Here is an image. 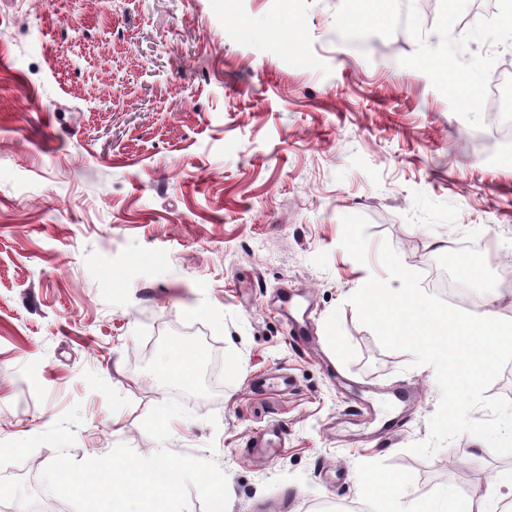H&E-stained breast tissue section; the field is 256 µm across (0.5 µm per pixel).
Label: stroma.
Segmentation results:
<instances>
[{
    "instance_id": "obj_1",
    "label": "stroma",
    "mask_w": 512,
    "mask_h": 512,
    "mask_svg": "<svg viewBox=\"0 0 512 512\" xmlns=\"http://www.w3.org/2000/svg\"><path fill=\"white\" fill-rule=\"evenodd\" d=\"M504 0H0V442L73 405L75 460L123 443L217 462L228 512H403L512 485V455L463 434L423 458L440 388L349 304L390 244L431 288L512 320V155L486 94L512 81ZM477 84L475 103L449 78ZM311 310L299 347L283 290ZM193 353L180 380L161 358ZM287 385L267 389L269 375ZM415 400L391 413L388 399ZM369 404L376 423L349 417ZM179 413L168 421L164 410ZM395 420L375 436L377 422ZM281 450L256 456L268 428ZM0 469V506L40 499L54 459ZM355 486L361 497H379L394 498L388 490V485L381 481L375 480L365 472H357L353 476Z\"/></svg>"
}]
</instances>
